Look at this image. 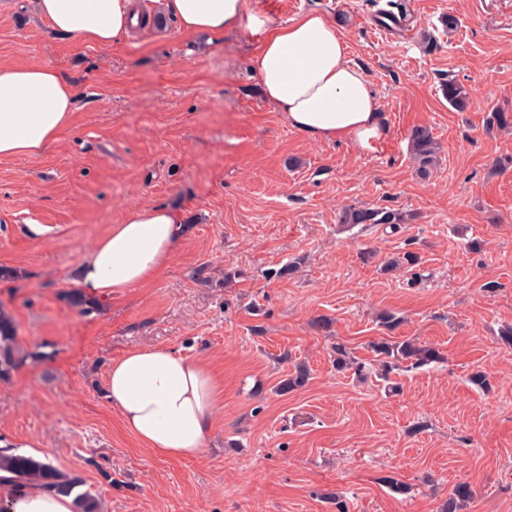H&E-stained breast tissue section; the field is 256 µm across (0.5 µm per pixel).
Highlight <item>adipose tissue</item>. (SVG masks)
<instances>
[{
	"instance_id": "ef3b65f1",
	"label": "adipose tissue",
	"mask_w": 512,
	"mask_h": 512,
	"mask_svg": "<svg viewBox=\"0 0 512 512\" xmlns=\"http://www.w3.org/2000/svg\"><path fill=\"white\" fill-rule=\"evenodd\" d=\"M134 0H36L59 34L107 48L136 23ZM180 33L216 37L247 26L262 36L249 65L265 99L289 125L327 142L368 148L386 134L364 70L351 63L340 29L308 11L281 25L250 0H165ZM76 90L44 64L0 67V158L34 157L56 143L72 121ZM182 226L161 205L138 206L112 225L76 268V284L92 299L119 296L168 267ZM105 397L124 427L161 457L199 456L212 435L220 388L202 361L160 346L131 349L108 367ZM8 512H73L71 497L35 486L0 487Z\"/></svg>"
}]
</instances>
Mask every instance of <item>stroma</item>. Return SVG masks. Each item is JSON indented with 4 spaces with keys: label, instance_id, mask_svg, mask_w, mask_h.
<instances>
[{
    "label": "stroma",
    "instance_id": "stroma-1",
    "mask_svg": "<svg viewBox=\"0 0 512 512\" xmlns=\"http://www.w3.org/2000/svg\"><path fill=\"white\" fill-rule=\"evenodd\" d=\"M386 2L251 0L274 25L309 10L339 23L387 130L363 149L308 137L261 97L248 27L212 43L139 0L152 23L104 49L0 0V66L49 65L78 92L56 143L0 160V311L31 354L0 380V442L83 479L104 512H336V494L348 512H440L461 482L462 512H512V128L490 124L512 113V0H396L410 29L384 34ZM451 78L464 110L442 93ZM417 126L439 144L426 175ZM142 205L182 218L167 269L72 306L76 265ZM346 206L405 221L343 225ZM409 251L417 266L392 267ZM382 338L442 359L395 372L396 393L336 370L334 344L369 365ZM140 346L199 359L222 387L200 456L140 447L105 400L112 359ZM300 364L308 383L278 394Z\"/></svg>",
    "mask_w": 512,
    "mask_h": 512
}]
</instances>
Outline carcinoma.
Masks as SVG:
<instances>
[{
	"instance_id": "1",
	"label": "carcinoma",
	"mask_w": 512,
	"mask_h": 512,
	"mask_svg": "<svg viewBox=\"0 0 512 512\" xmlns=\"http://www.w3.org/2000/svg\"><path fill=\"white\" fill-rule=\"evenodd\" d=\"M443 95L448 104L458 109L467 105L469 93L465 86L450 79L442 85ZM411 151L420 163L421 171H427L436 154V142L432 132L426 127H416L409 134ZM338 223L359 224H392L403 222L404 217L396 210L374 208H344L338 213ZM376 354L379 376L387 379L397 363L408 361L413 367H421L436 362L441 353L434 346L424 343L404 342L391 344L380 340L371 344ZM336 369L351 368L360 379L367 378L366 366L352 356V352L343 343L333 347ZM23 355L15 344V327L10 317L0 313V379L23 363ZM310 379V372L304 365H299L293 374L282 380L276 388L278 392L293 391L303 387ZM4 484L34 485L53 494L74 496V512H102L101 502L90 493L79 490L82 481L64 472L53 462L34 455L13 452L11 448H0V486ZM472 498V491L465 483L455 486L452 496L448 499L443 512H460L462 507Z\"/></svg>"
}]
</instances>
